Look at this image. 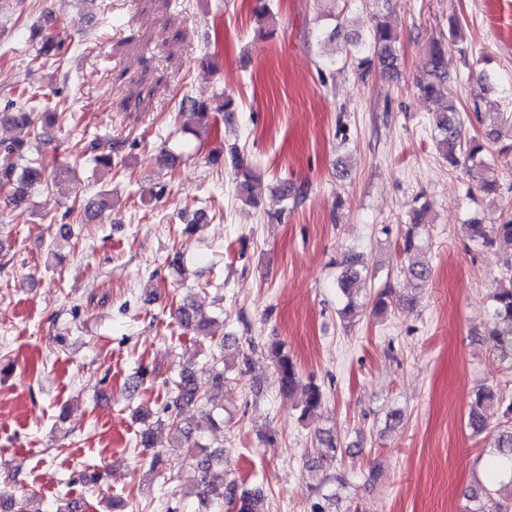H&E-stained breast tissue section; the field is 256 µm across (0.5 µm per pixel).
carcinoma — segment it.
Segmentation results:
<instances>
[{"instance_id": "cac0c4a2", "label": "carcinoma", "mask_w": 512, "mask_h": 512, "mask_svg": "<svg viewBox=\"0 0 512 512\" xmlns=\"http://www.w3.org/2000/svg\"><path fill=\"white\" fill-rule=\"evenodd\" d=\"M253 13L258 22L269 26V33H274L276 15L269 0H256ZM392 41L393 34L389 26L378 21L370 27L367 40L355 38L350 41L352 49L346 51V59L331 57L327 60L326 66L331 69H342L347 61L353 60L357 68L361 69L375 60L383 70L389 72L396 69L398 60ZM65 51L64 43L56 39V36L49 35L42 41L38 56L60 57ZM448 80L445 45L442 41H435L428 50L427 69L415 81V87L420 95L435 105L432 116L435 148L441 158L448 163V169L463 167L469 174H477L478 188L486 194H492L497 189L496 178L492 176L497 160L492 154H483L484 145L478 139L464 138L463 120L449 96ZM236 110V99L229 94L223 95L214 105L187 96L181 102L179 115L183 118L184 128L194 131L198 128H208L211 113L228 114ZM54 118L55 114L52 112L37 111V106L31 103L29 97L19 105L18 111L0 112V124L22 128L33 127L41 120L49 122ZM25 146L26 143L20 139L0 142V196L14 203L24 201L31 187L67 174L65 168L56 162L25 161ZM231 157L238 175L235 186L237 199L248 206L258 205L261 177L252 169L245 150L234 146L231 148ZM422 218L423 211L419 210L414 214L411 227L407 229L400 244V252L409 260V274L418 286L427 282L432 273L429 263L419 258L417 228L421 225ZM467 230L470 240L477 246L498 242L508 250L504 259L503 279L490 294L491 306L486 339L499 357L512 361V217H506L500 223L489 226L469 224ZM339 266L341 271L336 280V288L346 298L341 315L352 319L366 306L356 285L370 278V275L358 253L344 254ZM178 314L181 324L186 327L203 330L207 325L205 320L197 317L194 308L189 304L181 306ZM261 350L275 367L280 392L288 397L299 395V419L308 420L316 416L325 405L322 388L314 383L305 384L301 381L297 364L285 351L284 343L278 338L267 339ZM198 404L217 407L215 395L200 393L192 372L184 369L175 381L173 406L177 412L169 414L165 420L158 419L154 424H147L140 434L142 447H155L158 434L163 431L174 438L190 439L191 428L180 418L178 410ZM491 412L497 414V420L494 422L490 421ZM467 425L476 436L484 433L494 436V454L497 460L507 462L505 474L509 476V485L512 486V395L499 388L477 392L468 412ZM320 444L325 447V452L320 455L317 464L306 466L310 473L324 468L326 464L333 465L343 457L342 448L333 440L322 439ZM187 453L198 474L197 485L200 490L197 497L199 504L203 506V509L196 512H216V509L224 506L226 499L232 503V512H266V498L261 490L244 488L239 491L233 484L226 488L214 485V471L218 467H224V451L210 450L208 445L195 440L188 445ZM496 494L497 491L483 485L470 488L466 495L468 504L464 507V512H487V505L490 502L494 504V512H512V498L497 500Z\"/></svg>"}]
</instances>
